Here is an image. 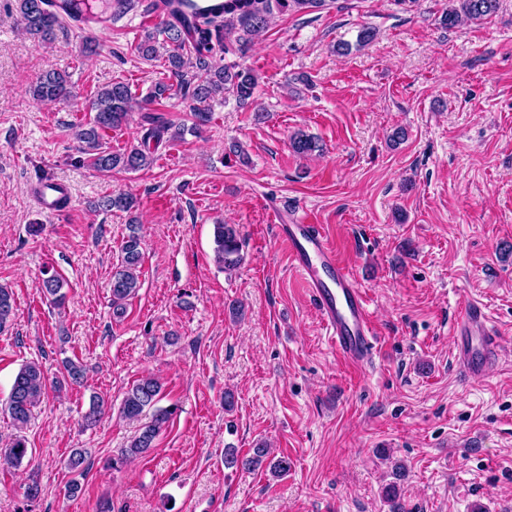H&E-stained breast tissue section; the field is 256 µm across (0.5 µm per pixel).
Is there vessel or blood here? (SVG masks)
<instances>
[{
    "instance_id": "vessel-or-blood-1",
    "label": "vessel or blood",
    "mask_w": 512,
    "mask_h": 512,
    "mask_svg": "<svg viewBox=\"0 0 512 512\" xmlns=\"http://www.w3.org/2000/svg\"><path fill=\"white\" fill-rule=\"evenodd\" d=\"M53 12L67 19L79 32L106 30L112 26V9L84 11L72 0H50ZM222 0H192L191 6H175L174 0H147L146 22L159 24L172 13L187 14L190 21L221 11ZM64 184L53 178L41 180L36 200L40 210L54 214L59 202L67 197ZM276 226L279 240L287 247L293 265L301 275L337 353L356 367L371 365L378 352L372 319L364 291L340 260L333 242L320 225L308 219L289 223L287 210H280ZM452 334L455 361L465 378L484 376L497 357L498 345L493 325L477 302L466 303L459 310Z\"/></svg>"
}]
</instances>
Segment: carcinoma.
I'll list each match as a JSON object with an SVG mask.
<instances>
[{"mask_svg": "<svg viewBox=\"0 0 512 512\" xmlns=\"http://www.w3.org/2000/svg\"><path fill=\"white\" fill-rule=\"evenodd\" d=\"M18 13L25 30L35 39L46 40L53 34L59 17L48 8L47 0H17ZM327 6V0H224V16L207 21L204 25L182 24L179 21L166 22L145 33L136 50L146 61L160 56V49L166 51V63L176 79L172 85L158 81L146 95L150 101L168 98L176 92L189 98L195 118L204 122L207 118L209 101L218 93L230 94L241 105L252 99L259 84L255 72L238 64L216 65L213 58L219 51L229 52V43L235 42L238 51H244L261 39L269 26L271 16L288 12H313ZM499 8V0H448V9L441 15V24L446 28L459 25L463 20H480L494 15ZM34 96L45 102L66 100L71 90L65 75L48 72L37 82ZM135 96L122 82H114L100 89L91 104L94 116L86 127L80 129L77 137L84 143L82 153L87 164L93 169L110 173L115 169L138 171L149 167L153 162L151 144H159L171 124L163 118L148 114L145 116L147 128L141 137V144L123 152H112L103 147L102 132L121 127L134 108ZM291 148L299 155H310L318 150V141L306 134L291 138ZM136 205L130 195L109 196L102 206L109 211L128 212ZM214 254L217 263L232 269L241 261L242 239L239 228L234 224H217L214 231ZM143 261L141 236L136 224L129 225V234L122 245V260L113 271L110 284L113 313L124 314V302L135 295L139 287V274ZM62 283L51 275L42 281V291L55 303L64 299ZM13 312V293L0 286V327L6 325ZM46 377L40 365L27 363L16 374L7 401V412L13 423L19 427L26 425L33 408L46 392ZM160 385L154 378L137 381L127 391L122 414L131 421H137L148 410H153L151 421L146 423L122 457L133 459L146 455L153 447L154 440L172 410L158 408ZM28 454L26 440L15 439L10 448L4 451L3 461L7 465L20 464ZM268 463L274 473H286L291 468V460L286 456L276 457L263 446L251 449L244 457L236 453L224 455V465L228 468L241 467L254 470ZM395 482L386 485L385 499L391 503L393 512H400L397 502V482L403 479V467L396 465L392 470Z\"/></svg>", "mask_w": 512, "mask_h": 512, "instance_id": "cac0c4a2", "label": "carcinoma"}]
</instances>
